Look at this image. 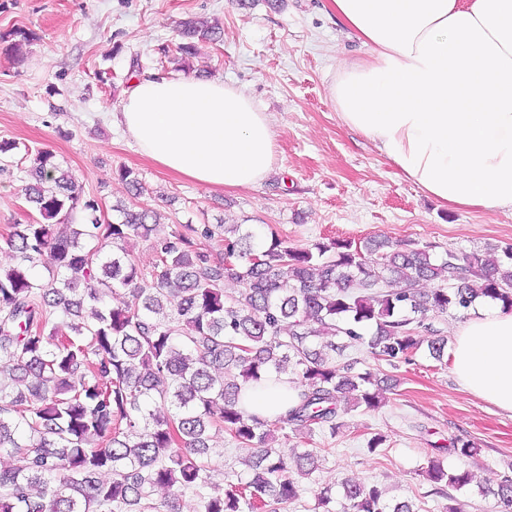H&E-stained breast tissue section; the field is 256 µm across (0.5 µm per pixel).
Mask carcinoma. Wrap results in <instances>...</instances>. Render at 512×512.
<instances>
[{"label": "carcinoma", "instance_id": "carcinoma-1", "mask_svg": "<svg viewBox=\"0 0 512 512\" xmlns=\"http://www.w3.org/2000/svg\"><path fill=\"white\" fill-rule=\"evenodd\" d=\"M180 34L173 51L182 56L197 40H221L192 17ZM28 176L36 216L13 225L5 242L16 263L0 268V453L14 458L0 468V512H180L187 493L195 512H288L318 452L273 447L272 428L289 439L334 435L340 405L382 404L373 372L336 356L364 344L395 366L421 347L429 319L482 298L512 307V247L502 259L376 240L297 248L274 236L256 247L239 224L167 231L143 207L102 220L98 201L48 151L34 154ZM59 224L70 234L58 235ZM220 230L237 238L213 255L201 241ZM138 239L159 261L149 283L129 250ZM38 267L48 277L35 278ZM229 281L241 285L234 295ZM284 374L296 393L288 410L272 420L250 412L249 392ZM221 423L248 449L247 474L225 486L205 462ZM458 452L463 465L431 459L419 475L465 488L475 446ZM341 486L342 512H414L376 485ZM493 496L495 512H512V474Z\"/></svg>", "mask_w": 512, "mask_h": 512}]
</instances>
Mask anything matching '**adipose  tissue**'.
<instances>
[{"label":"adipose tissue","instance_id":"adipose-tissue-1","mask_svg":"<svg viewBox=\"0 0 512 512\" xmlns=\"http://www.w3.org/2000/svg\"><path fill=\"white\" fill-rule=\"evenodd\" d=\"M372 49L344 63L339 120L444 205L512 210V0H329ZM118 125L169 173L213 189L260 183L271 121L243 90L190 76L134 83ZM463 389L512 413V310L485 301L448 354Z\"/></svg>","mask_w":512,"mask_h":512}]
</instances>
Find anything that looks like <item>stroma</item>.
Listing matches in <instances>:
<instances>
[{
  "label": "stroma",
  "instance_id": "obj_1",
  "mask_svg": "<svg viewBox=\"0 0 512 512\" xmlns=\"http://www.w3.org/2000/svg\"><path fill=\"white\" fill-rule=\"evenodd\" d=\"M189 17L223 33L182 68L162 49L179 42ZM369 54L329 0H285L277 10L265 0H0V141L20 146L0 162V265L13 261L5 238L26 218L27 154L37 150L51 152L108 221L122 202L157 211L168 229L241 224L259 243L274 234L297 247L375 239L430 244L439 255L512 246V211L442 205L338 120L332 75L342 60ZM183 73L242 88L269 115L275 160L257 186L224 192L170 174L110 120L133 82ZM124 166L138 173L140 192L118 179ZM342 359L382 378L384 404L348 410L337 434L314 436L320 466L288 512H315L320 488L345 477L381 486L415 512H439L442 496L417 471L432 456L461 465L459 440L478 450L475 482L461 496L470 512H491L493 485L512 472V414L465 391L450 364L423 348L395 367L362 346ZM377 433L386 442L368 452Z\"/></svg>",
  "mask_w": 512,
  "mask_h": 512
}]
</instances>
